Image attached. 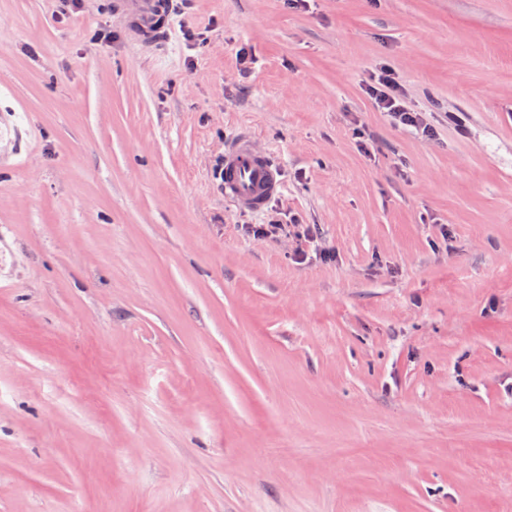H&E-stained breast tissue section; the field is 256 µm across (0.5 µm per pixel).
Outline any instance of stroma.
Returning a JSON list of instances; mask_svg holds the SVG:
<instances>
[{"instance_id": "obj_1", "label": "stroma", "mask_w": 512, "mask_h": 512, "mask_svg": "<svg viewBox=\"0 0 512 512\" xmlns=\"http://www.w3.org/2000/svg\"><path fill=\"white\" fill-rule=\"evenodd\" d=\"M78 2L0 0V512H512V0ZM125 15L139 16L144 22L153 24V20L159 13L156 12L158 5L161 4L160 12H165L168 2L163 0H123ZM392 70L381 65L372 70L366 79L364 92L379 112L387 115L398 126L413 128L422 138L431 139L434 131L424 122L420 112L405 108L399 83L392 76ZM221 167L224 199L243 212H261L284 187L280 169L268 153L253 146L249 135L225 146Z\"/></svg>"}]
</instances>
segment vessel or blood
<instances>
[{
	"label": "vessel or blood",
	"mask_w": 512,
	"mask_h": 512,
	"mask_svg": "<svg viewBox=\"0 0 512 512\" xmlns=\"http://www.w3.org/2000/svg\"><path fill=\"white\" fill-rule=\"evenodd\" d=\"M163 0H125L124 11L153 22ZM223 179L220 186L225 200L238 210L258 213L280 195L284 181L271 156L257 150L250 136L243 135L225 146L221 159Z\"/></svg>",
	"instance_id": "1"
}]
</instances>
